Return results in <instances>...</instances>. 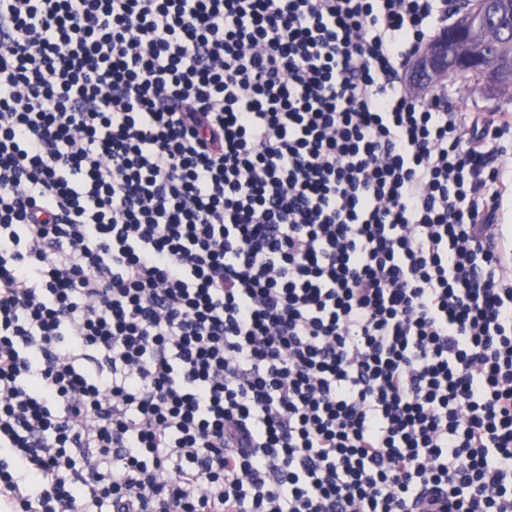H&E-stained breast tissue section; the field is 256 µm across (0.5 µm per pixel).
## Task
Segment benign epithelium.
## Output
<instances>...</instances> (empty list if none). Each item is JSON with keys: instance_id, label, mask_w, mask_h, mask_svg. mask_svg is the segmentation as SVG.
<instances>
[{"instance_id": "1", "label": "benign epithelium", "mask_w": 512, "mask_h": 512, "mask_svg": "<svg viewBox=\"0 0 512 512\" xmlns=\"http://www.w3.org/2000/svg\"><path fill=\"white\" fill-rule=\"evenodd\" d=\"M507 0H472L441 36L427 45L409 68L410 81L431 84L447 77L448 69L483 77L487 91L493 92L504 80L512 82V36L501 20Z\"/></svg>"}]
</instances>
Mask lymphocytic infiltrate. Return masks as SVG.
Instances as JSON below:
<instances>
[{
    "label": "lymphocytic infiltrate",
    "instance_id": "f902f5d3",
    "mask_svg": "<svg viewBox=\"0 0 512 512\" xmlns=\"http://www.w3.org/2000/svg\"><path fill=\"white\" fill-rule=\"evenodd\" d=\"M442 0H0L11 512H512V114ZM470 1L461 0V12L469 9L437 40L424 44L420 51L427 46L417 52L419 54L410 65V81L430 85L413 86L408 80V67L401 74L403 85L423 102L447 88L449 99L459 98L462 112L512 113V88L510 99L499 94L486 95L473 79L461 76L431 84L446 78L449 68L463 75L473 72L482 75L488 92L498 91L505 79L512 82V37L501 24L509 0H474L471 5ZM499 48L502 57L509 59L491 63L488 60L490 53Z\"/></svg>",
    "mask_w": 512,
    "mask_h": 512
}]
</instances>
